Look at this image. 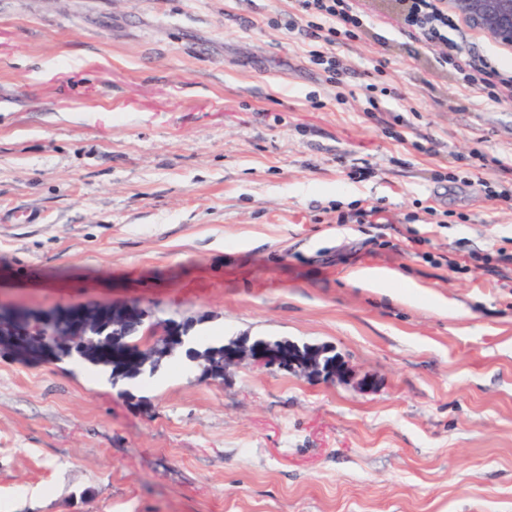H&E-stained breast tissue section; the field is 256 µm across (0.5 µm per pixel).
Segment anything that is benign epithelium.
<instances>
[{"instance_id": "obj_1", "label": "benign epithelium", "mask_w": 512, "mask_h": 512, "mask_svg": "<svg viewBox=\"0 0 512 512\" xmlns=\"http://www.w3.org/2000/svg\"><path fill=\"white\" fill-rule=\"evenodd\" d=\"M448 11L460 16L491 40L512 45V0H448ZM68 317L66 339L59 338L57 310H42L34 316L22 309L0 306V355L8 354L26 364L55 361L77 352L90 350L88 336H123L125 323L134 320L142 335L157 337L153 353L169 352L178 347L183 323L177 320L150 322V312L133 302L109 305H74L64 308ZM244 361L256 368L286 370L307 379L325 382L342 381L347 376L345 361L327 345L312 344L303 349L292 343L271 345L259 337L240 335L224 347V361L202 368L211 380L224 377V370Z\"/></svg>"}]
</instances>
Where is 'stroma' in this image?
Listing matches in <instances>:
<instances>
[{
	"instance_id": "35a3bbf8",
	"label": "stroma",
	"mask_w": 512,
	"mask_h": 512,
	"mask_svg": "<svg viewBox=\"0 0 512 512\" xmlns=\"http://www.w3.org/2000/svg\"><path fill=\"white\" fill-rule=\"evenodd\" d=\"M361 5L340 94L291 0H0V303L136 302L376 381L1 354V506L512 512V205L490 194L512 105L459 86L392 0ZM67 359H73V360L81 361L83 363L89 364V365L94 366V367L108 368V369L111 370L112 379L116 380V379H120V378H122V379H137V378H139L141 376H144L147 373L149 375H151V374H153L157 370V368L159 367L161 362L164 359H166V358H163L161 360L158 359V358H151L149 360V362L145 366L137 369L135 372H133L131 374H127V375H124V376L121 375L120 373H116L114 371V368H112V366L107 361H103V360H101V361H89V360H86V359L82 358L81 356H76V355H74L72 357H69Z\"/></svg>"
}]
</instances>
